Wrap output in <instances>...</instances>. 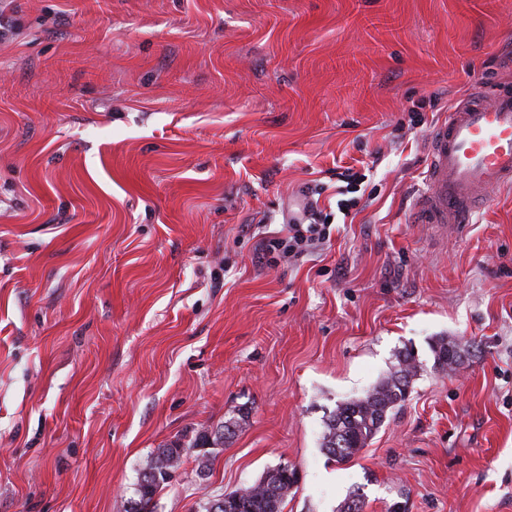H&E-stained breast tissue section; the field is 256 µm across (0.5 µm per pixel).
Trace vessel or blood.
I'll return each instance as SVG.
<instances>
[{"instance_id":"obj_1","label":"vessel or blood","mask_w":512,"mask_h":512,"mask_svg":"<svg viewBox=\"0 0 512 512\" xmlns=\"http://www.w3.org/2000/svg\"><path fill=\"white\" fill-rule=\"evenodd\" d=\"M429 181L417 221L461 227L492 190L512 185V83L476 89L430 136Z\"/></svg>"}]
</instances>
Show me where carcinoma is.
Listing matches in <instances>:
<instances>
[{"mask_svg":"<svg viewBox=\"0 0 512 512\" xmlns=\"http://www.w3.org/2000/svg\"><path fill=\"white\" fill-rule=\"evenodd\" d=\"M437 368L446 373L462 362L458 346L446 337L431 343ZM420 363L410 350L401 352L398 363L388 377L372 387L363 397L342 402L326 419L321 448L340 462L354 458L373 439L388 414L403 402ZM219 439L208 441L205 433L196 435L193 443L183 446L174 442L157 450L139 473L136 497L123 503L122 512H147V507L159 490L171 480L183 457L196 448V471L209 476L216 457ZM295 487L286 472L273 468L252 485L218 495L202 505L204 512H283L284 503Z\"/></svg>","mask_w":512,"mask_h":512,"instance_id":"cac0c4a2","label":"carcinoma"}]
</instances>
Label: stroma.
<instances>
[{
	"mask_svg": "<svg viewBox=\"0 0 512 512\" xmlns=\"http://www.w3.org/2000/svg\"><path fill=\"white\" fill-rule=\"evenodd\" d=\"M0 26V512H120L236 417L152 512L281 464L283 512H512V186L463 233L413 219L447 106L512 80V0H0ZM360 161L329 240L265 265ZM407 349L406 401L329 458L328 415ZM431 351L434 355L435 365L441 372L454 370V365L462 362V355L458 346L446 337H438L431 343ZM240 426L238 421H225L220 426L223 441L214 437L215 431L209 430L208 441L204 432H199L187 447L179 442H174L164 448H158L156 454L146 464V467L139 473L136 483L135 494L137 498L127 500L122 505V512H148L147 507L153 500L159 490L165 487L171 480V472L177 471L182 463L183 457L192 448H204L206 445L219 446L224 445V438L234 436L237 428ZM218 442H222L219 444Z\"/></svg>",
	"mask_w": 512,
	"mask_h": 512,
	"instance_id": "35a3bbf8",
	"label": "stroma"
}]
</instances>
